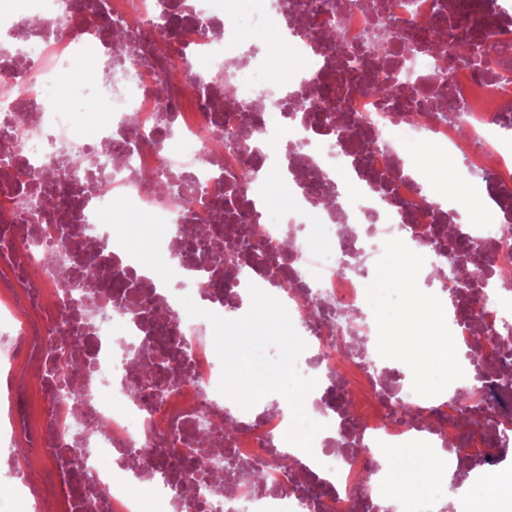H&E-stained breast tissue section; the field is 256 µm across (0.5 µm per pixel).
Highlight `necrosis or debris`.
Listing matches in <instances>:
<instances>
[{"label":"necrosis or debris","mask_w":512,"mask_h":512,"mask_svg":"<svg viewBox=\"0 0 512 512\" xmlns=\"http://www.w3.org/2000/svg\"><path fill=\"white\" fill-rule=\"evenodd\" d=\"M175 0H0V464L15 489L53 504L36 512H397L386 492L387 453L430 444L451 469L473 461L502 471L512 446V383L481 374L512 371V206L468 223L481 196L473 178L496 176L512 194V0H479L470 17L480 54L461 61L443 38L412 52L390 39L366 59L359 84L338 80V46L356 49L398 22L427 31L452 25L460 0H189L180 49L160 51L152 22ZM276 32L285 80L268 75L269 52H239L243 28ZM336 29L337 42L324 34ZM120 40H112V32ZM96 75L84 95L108 103L110 121L85 132L58 111L49 90L66 70ZM400 76L397 100L376 88ZM427 140L457 159L456 190L441 196L408 142ZM276 169L295 201L270 216L264 183ZM185 181L186 199L166 191ZM50 195L48 207L29 200ZM159 218L156 247L172 275L155 284L134 245L114 249L118 208ZM258 228L262 254L242 240L197 239L187 228ZM475 251L466 260L482 291L455 289L448 333L466 362L451 397H428L419 371H394L397 353L369 347L370 285L390 251L419 247L416 277L462 260L447 226ZM101 266L96 283L83 268ZM256 284L287 309L307 345L297 360L324 377L313 420L327 427L316 455L278 457L289 422L266 408L247 419L219 390L221 364L209 321L179 301L245 315ZM80 349L58 355L60 337ZM463 394L495 414L493 436L461 441ZM233 427L228 446L259 481L226 474L223 457L198 490L186 462L202 428ZM144 482L149 498L132 492Z\"/></svg>","instance_id":"necrosis-or-debris-1"}]
</instances>
